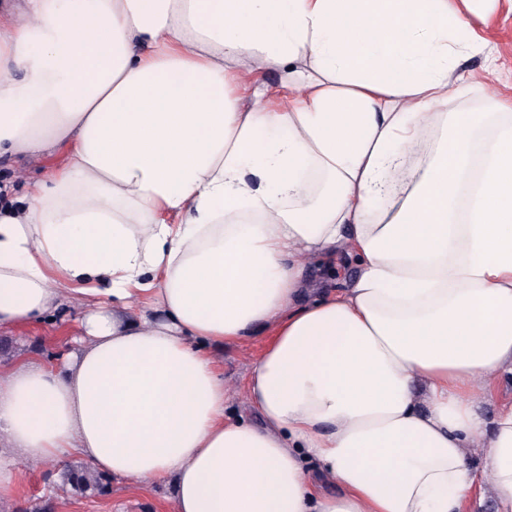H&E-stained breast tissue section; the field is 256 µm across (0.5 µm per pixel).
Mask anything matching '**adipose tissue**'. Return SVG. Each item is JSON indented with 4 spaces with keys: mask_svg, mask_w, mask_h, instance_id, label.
<instances>
[{
    "mask_svg": "<svg viewBox=\"0 0 512 512\" xmlns=\"http://www.w3.org/2000/svg\"><path fill=\"white\" fill-rule=\"evenodd\" d=\"M483 49L449 0L1 10L0 157L58 162L0 188V330L83 312L0 372V497L75 453L176 512H512V405L478 413L512 372V113L447 109ZM340 252L351 286L308 288ZM262 332L258 419L226 416L217 354Z\"/></svg>",
    "mask_w": 512,
    "mask_h": 512,
    "instance_id": "1",
    "label": "adipose tissue"
}]
</instances>
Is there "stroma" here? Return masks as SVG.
<instances>
[{
  "instance_id": "obj_1",
  "label": "stroma",
  "mask_w": 512,
  "mask_h": 512,
  "mask_svg": "<svg viewBox=\"0 0 512 512\" xmlns=\"http://www.w3.org/2000/svg\"><path fill=\"white\" fill-rule=\"evenodd\" d=\"M470 20L484 42V52L462 60L460 70L480 83L476 97L461 102L462 110L482 111L488 100L498 99L512 107V0H473ZM47 158L16 155L0 160V183L12 185L14 196L25 194L28 185L39 180L50 166ZM79 309L68 305L54 317L41 323L10 331L17 350L50 363L68 351L67 338L76 327ZM265 336L225 347L221 357L224 379L235 388H243L249 370L259 356ZM66 461L29 463L18 461V482L8 497L0 498V512H14L35 499H51L54 512H174L173 486L156 484L144 489L132 483L113 482L106 495L73 494L62 482Z\"/></svg>"
}]
</instances>
